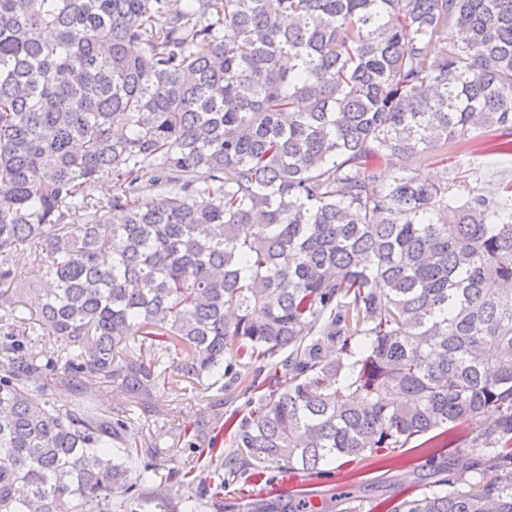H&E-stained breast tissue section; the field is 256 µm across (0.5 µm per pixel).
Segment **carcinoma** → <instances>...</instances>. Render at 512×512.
Wrapping results in <instances>:
<instances>
[{
  "label": "carcinoma",
  "instance_id": "1",
  "mask_svg": "<svg viewBox=\"0 0 512 512\" xmlns=\"http://www.w3.org/2000/svg\"><path fill=\"white\" fill-rule=\"evenodd\" d=\"M487 128L511 159L512 0H0V512H224L246 472L417 440L430 480L385 512H512V181L410 166ZM24 245L46 269L28 318ZM244 360L274 372L248 414L179 434L234 451L176 503L134 476L131 417L88 404ZM440 156L438 152H432L431 154L424 156H416L411 161V167L416 170L423 178H434L442 175V165L439 162Z\"/></svg>",
  "mask_w": 512,
  "mask_h": 512
}]
</instances>
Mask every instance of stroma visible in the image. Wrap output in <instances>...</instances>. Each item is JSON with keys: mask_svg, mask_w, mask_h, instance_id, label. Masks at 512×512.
I'll return each instance as SVG.
<instances>
[{"mask_svg": "<svg viewBox=\"0 0 512 512\" xmlns=\"http://www.w3.org/2000/svg\"><path fill=\"white\" fill-rule=\"evenodd\" d=\"M492 133H485L468 149L449 151L447 159L438 153L414 157L411 161L416 172L425 178L441 175L443 167L466 169L477 167L481 175L476 183L484 195H494L502 180L512 179V161L488 154L487 143ZM240 376L232 386L219 384L208 388L181 381L165 386L158 394L153 406H133L120 385L98 390L95 404L99 412L106 415L132 410L147 443L157 445L159 453L153 463L160 474L177 470L184 471L196 462L197 455L191 449L180 447L179 434L193 427L203 415L216 412H246L249 399L248 388L254 378V368L241 366ZM425 459L418 449L404 448L386 456L367 455L348 464L326 467L324 474L309 478L287 470L267 472L262 478L240 476L224 489V500L228 503L246 504L264 499H287L289 490L302 489L312 493L314 504L345 491L366 487L384 480L388 494L397 496L408 488L411 472H425Z\"/></svg>", "mask_w": 512, "mask_h": 512, "instance_id": "35a3bbf8", "label": "stroma"}]
</instances>
